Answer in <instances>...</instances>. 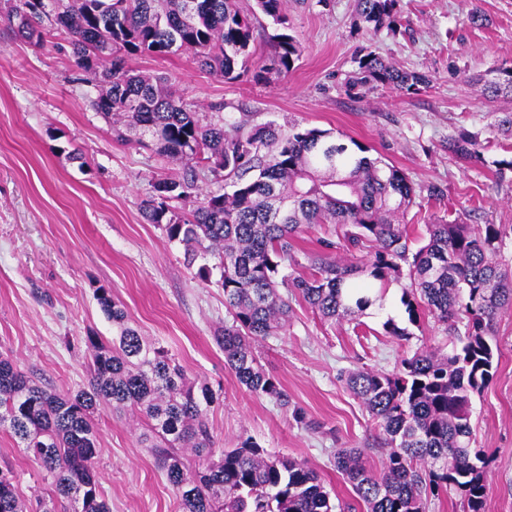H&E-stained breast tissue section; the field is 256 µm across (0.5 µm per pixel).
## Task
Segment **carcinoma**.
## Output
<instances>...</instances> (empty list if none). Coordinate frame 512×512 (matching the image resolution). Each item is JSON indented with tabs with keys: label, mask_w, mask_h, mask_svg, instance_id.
Wrapping results in <instances>:
<instances>
[{
	"label": "carcinoma",
	"mask_w": 512,
	"mask_h": 512,
	"mask_svg": "<svg viewBox=\"0 0 512 512\" xmlns=\"http://www.w3.org/2000/svg\"><path fill=\"white\" fill-rule=\"evenodd\" d=\"M0 18L28 15L18 34L38 46L55 32L69 35L78 66L100 87L94 109L112 119V130L137 129L156 151L188 161L167 175L145 200L143 214L168 239L184 246V262L209 278L219 271L224 306L232 317L217 342L224 364L257 395H288L257 361L254 344L284 329L292 301L308 303L327 323L354 320L382 300L388 286L408 275L401 303L415 325L427 313L445 326L452 349L425 347L389 375L362 369L348 374L356 395L384 436L383 469L370 472L357 448H339L336 470L351 484L367 512H426L428 497L454 488L463 512H486L488 467L494 452L471 447L470 407L497 370L493 342L498 317L512 309V269L498 261L497 224L439 220L426 225L417 248L401 218L416 190L403 172L355 140L346 144L328 130L292 127L282 134L269 121L202 124L196 110L159 77L134 72L126 57L192 53L193 60L224 80L254 70L265 79L286 76L300 54L290 34L284 0H256L282 29L272 56L257 53L253 22L236 0H3ZM400 0H355L365 27L396 22ZM357 82L389 85L415 94L429 87L422 73L396 67L372 51L356 58ZM484 91L512 92V66L495 67ZM448 151L464 161L481 159L477 136L462 133ZM206 177L226 191L198 197ZM194 199L180 211L173 201ZM316 224H337L345 247L374 243L369 258L352 262L315 257L309 273L285 275L297 238ZM289 288L284 296L279 285ZM96 299L112 319L105 344L88 337V388L73 395L47 390L0 357V427L50 477L56 504L43 512H109L95 469L98 406L127 408L144 424L148 443L183 512H353L334 503L321 475L303 461L269 454L253 442L211 458L208 408L214 395L187 382L167 351L129 325L127 313L104 289ZM465 321L459 331L458 321ZM198 458L190 470L181 451ZM0 512H23L10 473L0 471Z\"/></svg>",
	"instance_id": "obj_1"
}]
</instances>
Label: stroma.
<instances>
[{
	"mask_svg": "<svg viewBox=\"0 0 512 512\" xmlns=\"http://www.w3.org/2000/svg\"><path fill=\"white\" fill-rule=\"evenodd\" d=\"M396 29L372 31L357 21L354 0H288V32L302 52L288 76L269 81L245 72L232 82L215 77L191 55H135L129 68L168 77L199 105L202 122L251 114L254 122L329 130L354 139L400 169L417 191L405 217L413 237L445 218L497 224L500 257L512 263V172L498 180L495 163L512 159V137L497 122L512 114V95L488 98L479 79L512 66V0H401ZM479 22H471V15ZM427 75L414 95L378 84L350 86L360 49ZM98 89L75 62L66 34L38 47L0 19V355L42 386L76 393L89 381L88 337L111 342V319L98 304L106 289L148 341L161 345L186 378L212 390L209 423L215 451L257 442L268 453L307 462L325 480L332 500L354 501L334 466L339 448H359L380 470L386 448L360 401L345 387L346 372L392 374L403 357L444 345L441 324L428 318L410 340L385 335L382 324L408 325L401 285L383 295L382 309L330 327L307 304L293 307L281 335L259 345L266 373L288 405L258 396L224 364L215 333L228 319L224 293L184 263L182 246L148 223L142 206L171 163L152 148L118 139L90 105ZM223 111H216V104ZM478 135L482 161L448 150L459 131ZM437 187L430 195L429 187ZM342 237L319 224L296 242L299 262L342 258ZM497 373L471 402L475 444L496 449L488 474L487 512H512V310L496 325ZM306 415L296 423L294 408ZM99 489L111 512H183L176 489L143 448L142 425L101 405L94 418ZM11 470L27 508L53 496L41 468L7 429L0 428V470Z\"/></svg>",
	"mask_w": 512,
	"mask_h": 512,
	"instance_id": "stroma-1",
	"label": "stroma"
}]
</instances>
